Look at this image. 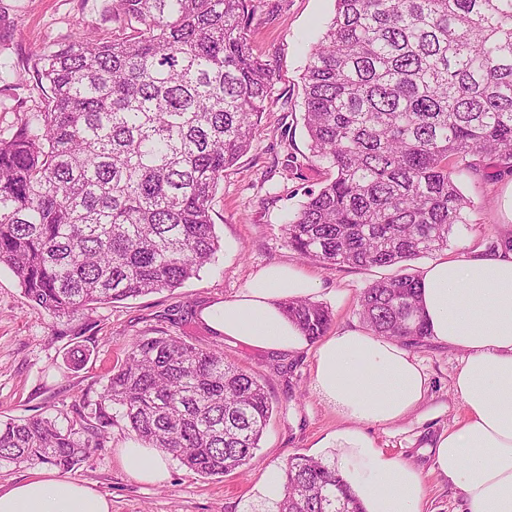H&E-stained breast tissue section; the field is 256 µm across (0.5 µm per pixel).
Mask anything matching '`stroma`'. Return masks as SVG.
<instances>
[{"label":"stroma","instance_id":"1","mask_svg":"<svg viewBox=\"0 0 512 512\" xmlns=\"http://www.w3.org/2000/svg\"><path fill=\"white\" fill-rule=\"evenodd\" d=\"M111 0H0V63L8 69L0 79V138L11 137L32 113L41 111L48 95L40 83L39 55L69 45L76 32L106 42L129 35ZM335 0H259L246 19L255 53L272 66L273 82L250 149L224 172L211 204L220 249L199 277L172 291L98 306L57 321L34 306L8 267L0 266V420L47 415L60 424L95 409L112 368L121 362L135 337L164 331L199 346L213 338L195 311L242 288L259 268L276 262L295 265L317 279V303L333 316L332 330L362 326L359 299L372 282L396 274L420 275L430 256L393 267L370 270L347 265L324 267L288 247L283 226L293 217L308 189L319 188L329 175L315 161L302 125L301 77L308 48L326 31ZM293 166H286L287 156ZM453 177L469 201L467 221L455 225L443 249L456 259L496 245L512 230V173L485 160L480 171L456 169ZM189 312V320L171 323L169 309ZM88 348L80 368L69 364L75 345ZM315 345L277 356L231 342L224 358L254 374L274 405L261 447L250 463L234 472L204 477L176 458L168 460V477L146 484L128 475L118 458L131 432L117 420L101 450L71 471L72 479L92 485L112 503V512H257L255 488L269 468L284 469L295 455H315V443L345 421L315 391L312 365ZM429 376L425 401L388 426L368 427L385 451L419 469L424 478L423 512H461L459 492L432 470L430 447L455 426L464 413L452 389L462 354L434 338L413 345Z\"/></svg>","mask_w":512,"mask_h":512}]
</instances>
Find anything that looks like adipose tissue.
Segmentation results:
<instances>
[{"label":"adipose tissue","mask_w":512,"mask_h":512,"mask_svg":"<svg viewBox=\"0 0 512 512\" xmlns=\"http://www.w3.org/2000/svg\"><path fill=\"white\" fill-rule=\"evenodd\" d=\"M420 307L428 333L463 353L453 391L466 417L440 435L434 468L460 491L466 512H512V244L427 265ZM316 279L288 263L266 265L224 301L205 307L202 320L225 341L288 354L306 337L281 309L310 298ZM314 387L347 422L331 446L340 471L367 512H421L424 480L412 465L378 448L368 425L393 423L424 399L428 376L400 342L363 329H344L320 343ZM124 471L148 483L167 476V454L136 439L119 448ZM0 512H111L90 485L51 470L0 492Z\"/></svg>","instance_id":"obj_1"}]
</instances>
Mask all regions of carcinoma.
Wrapping results in <instances>:
<instances>
[{
    "label": "carcinoma",
    "instance_id": "1",
    "mask_svg": "<svg viewBox=\"0 0 512 512\" xmlns=\"http://www.w3.org/2000/svg\"><path fill=\"white\" fill-rule=\"evenodd\" d=\"M257 0H112L134 34L77 35L39 57L44 110L0 139V265L56 320L181 287L220 250L210 206L250 149L271 93L244 25ZM301 119L311 157L335 177L284 226L288 247L326 266L390 267L448 246L468 202L453 165L512 172V0H335L309 53ZM283 309L316 340L324 306ZM378 336H428L418 277L364 289ZM273 405L222 345L140 336L93 419L0 421V463L69 472L104 447L116 417L211 477L255 455ZM279 512H365L336 464L295 455Z\"/></svg>",
    "mask_w": 512,
    "mask_h": 512
}]
</instances>
